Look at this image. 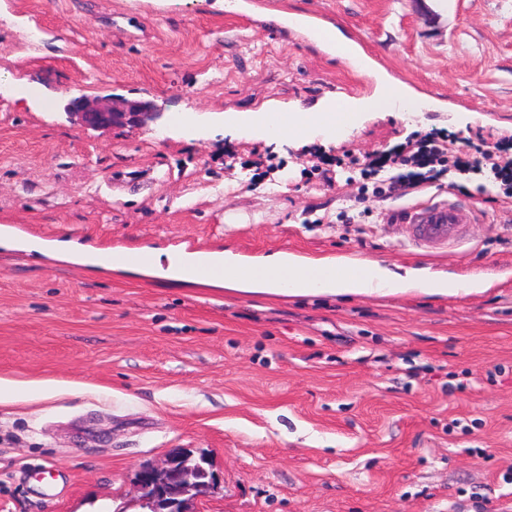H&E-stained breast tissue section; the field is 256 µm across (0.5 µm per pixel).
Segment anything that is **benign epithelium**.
I'll use <instances>...</instances> for the list:
<instances>
[{
	"instance_id": "benign-epithelium-1",
	"label": "benign epithelium",
	"mask_w": 512,
	"mask_h": 512,
	"mask_svg": "<svg viewBox=\"0 0 512 512\" xmlns=\"http://www.w3.org/2000/svg\"><path fill=\"white\" fill-rule=\"evenodd\" d=\"M69 111L87 126H138L154 116L142 104H131L125 109L98 107L88 104L81 96L70 101ZM212 486L204 461L173 452L162 463L139 470L137 502L141 512H191L188 504L205 496Z\"/></svg>"
}]
</instances>
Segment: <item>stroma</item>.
<instances>
[{
	"label": "stroma",
	"instance_id": "35a3bbf8",
	"mask_svg": "<svg viewBox=\"0 0 512 512\" xmlns=\"http://www.w3.org/2000/svg\"><path fill=\"white\" fill-rule=\"evenodd\" d=\"M0 0V225L225 256L356 257L461 296L285 298L179 286L0 247V512H139L137 472L206 455L193 512H512V192L450 172L381 198L337 169L434 129L512 141V0ZM321 15L359 68L288 14ZM342 134L266 138L255 112L358 105ZM149 105L90 127L72 98ZM470 209L417 248L398 208Z\"/></svg>",
	"mask_w": 512,
	"mask_h": 512
}]
</instances>
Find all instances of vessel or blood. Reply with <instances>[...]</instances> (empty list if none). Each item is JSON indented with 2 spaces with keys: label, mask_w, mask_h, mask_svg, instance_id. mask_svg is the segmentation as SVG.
Instances as JSON below:
<instances>
[{
  "label": "vessel or blood",
  "mask_w": 512,
  "mask_h": 512,
  "mask_svg": "<svg viewBox=\"0 0 512 512\" xmlns=\"http://www.w3.org/2000/svg\"><path fill=\"white\" fill-rule=\"evenodd\" d=\"M399 220L408 225V238L412 244L419 247H445L459 241L460 228L469 223L470 214L453 203L437 202L418 211L407 210L400 215ZM221 252L217 242H193L186 245L174 244L171 255L173 260L194 263L195 275L201 280L230 278L243 272L244 267L240 262L221 260ZM96 255L101 267L107 270L135 267L157 275L162 272L148 245L136 248L121 244L100 245L96 248ZM304 271L313 282L325 278L361 277L366 273L365 268L358 264H310L305 266Z\"/></svg>",
  "instance_id": "vessel-or-blood-1"
}]
</instances>
